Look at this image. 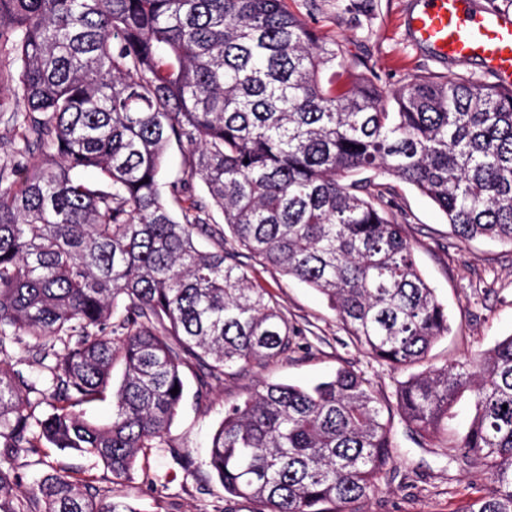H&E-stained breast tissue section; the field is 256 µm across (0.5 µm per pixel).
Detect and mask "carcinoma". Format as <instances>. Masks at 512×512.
<instances>
[{
    "mask_svg": "<svg viewBox=\"0 0 512 512\" xmlns=\"http://www.w3.org/2000/svg\"><path fill=\"white\" fill-rule=\"evenodd\" d=\"M0 115L22 144L0 162V357L27 337L48 372L40 388L0 366V448L91 454L119 483L165 441L184 366L203 389L288 353L297 330L243 255L318 292L365 354L409 374L393 404L341 366L225 405L208 466L228 512H364L396 418L488 481L457 512H512V334L415 370L450 323L396 188L457 239L512 246V89L426 74L388 91L286 0H0ZM173 143L188 156L165 181ZM214 209L245 253L224 247ZM109 391V423L79 411ZM0 512L138 510L62 468L26 486L0 468Z\"/></svg>",
    "mask_w": 512,
    "mask_h": 512,
    "instance_id": "cac0c4a2",
    "label": "carcinoma"
}]
</instances>
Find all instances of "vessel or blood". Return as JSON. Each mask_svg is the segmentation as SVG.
<instances>
[{
  "label": "vessel or blood",
  "mask_w": 512,
  "mask_h": 512,
  "mask_svg": "<svg viewBox=\"0 0 512 512\" xmlns=\"http://www.w3.org/2000/svg\"><path fill=\"white\" fill-rule=\"evenodd\" d=\"M408 35L444 61H478L497 85L512 87V10L473 0H418Z\"/></svg>",
  "instance_id": "b4317fda"
}]
</instances>
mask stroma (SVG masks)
I'll list each match as a JSON object with an SVG mask.
<instances>
[{"mask_svg": "<svg viewBox=\"0 0 512 512\" xmlns=\"http://www.w3.org/2000/svg\"><path fill=\"white\" fill-rule=\"evenodd\" d=\"M411 0H288L289 9L321 34L339 40L347 60L369 58L383 87L396 89L425 71L482 77L478 63L441 62L413 45L405 26ZM400 203L409 215L404 227L416 263L448 305L452 331L433 346L428 360L442 365L466 353L476 355L512 334V248L485 241L462 243L449 233L444 215L413 187L399 184ZM254 277L265 285L302 331L299 348L241 376L226 375L199 396L200 371L184 367L185 396L165 443L147 449L131 479L113 483L93 456L46 451L45 464L18 453L0 457V468L30 483L53 468L69 469L96 488L100 497L121 496L138 512H224V489L208 467L211 436L224 405L247 388L267 382L308 383L339 366L361 372L378 394L393 398L400 371L391 370L349 340L341 322L311 288L260 265ZM394 466L381 482L368 512H458L481 495L485 483L458 460L452 449L418 447L402 425L392 431Z\"/></svg>", "mask_w": 512, "mask_h": 512, "instance_id": "35a3bbf8", "label": "stroma"}]
</instances>
